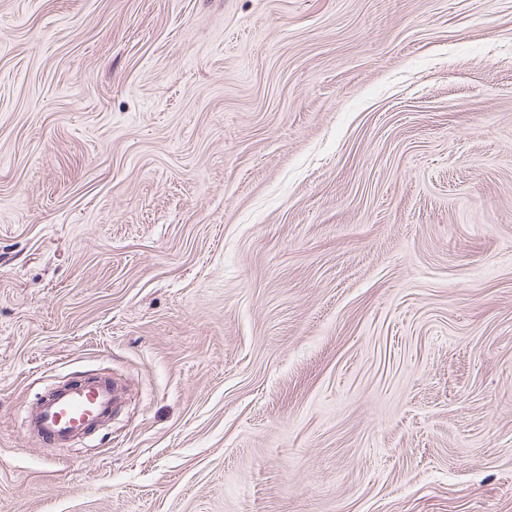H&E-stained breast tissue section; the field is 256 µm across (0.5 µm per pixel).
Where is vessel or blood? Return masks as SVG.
I'll use <instances>...</instances> for the list:
<instances>
[{
	"label": "vessel or blood",
	"instance_id": "b4317fda",
	"mask_svg": "<svg viewBox=\"0 0 512 512\" xmlns=\"http://www.w3.org/2000/svg\"><path fill=\"white\" fill-rule=\"evenodd\" d=\"M120 400L116 384L103 377H81L57 386L42 397L21 427L43 443L70 448L96 426L111 418Z\"/></svg>",
	"mask_w": 512,
	"mask_h": 512
}]
</instances>
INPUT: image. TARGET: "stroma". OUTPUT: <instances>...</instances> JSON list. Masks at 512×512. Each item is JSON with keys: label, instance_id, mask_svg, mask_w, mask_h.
<instances>
[{"label": "stroma", "instance_id": "stroma-1", "mask_svg": "<svg viewBox=\"0 0 512 512\" xmlns=\"http://www.w3.org/2000/svg\"><path fill=\"white\" fill-rule=\"evenodd\" d=\"M0 512H512V0H0ZM120 400L116 384L103 377H79L43 395L37 410L27 412L21 428L43 443L72 448L80 438L111 418Z\"/></svg>", "mask_w": 512, "mask_h": 512}]
</instances>
